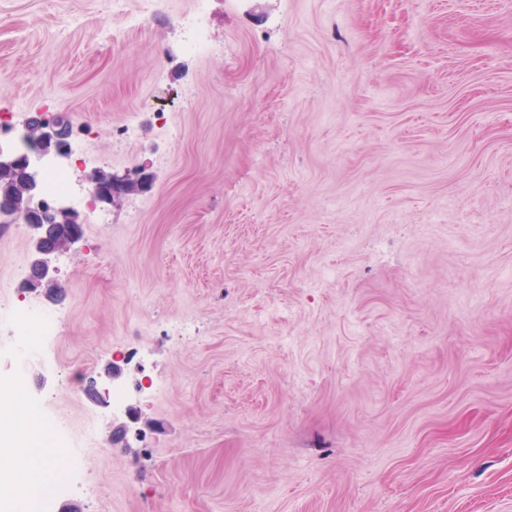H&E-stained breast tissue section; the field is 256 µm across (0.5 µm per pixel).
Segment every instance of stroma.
I'll return each mask as SVG.
<instances>
[{
  "label": "stroma",
  "mask_w": 512,
  "mask_h": 512,
  "mask_svg": "<svg viewBox=\"0 0 512 512\" xmlns=\"http://www.w3.org/2000/svg\"><path fill=\"white\" fill-rule=\"evenodd\" d=\"M144 4L0 0L14 135L60 116L81 176L152 177L50 287L0 224V305L64 315L0 341L69 442L56 507L512 512V0H213L205 56L195 0ZM184 45L189 53L195 55L205 56L211 50L207 31L201 25H193L188 29Z\"/></svg>",
  "instance_id": "1"
}]
</instances>
